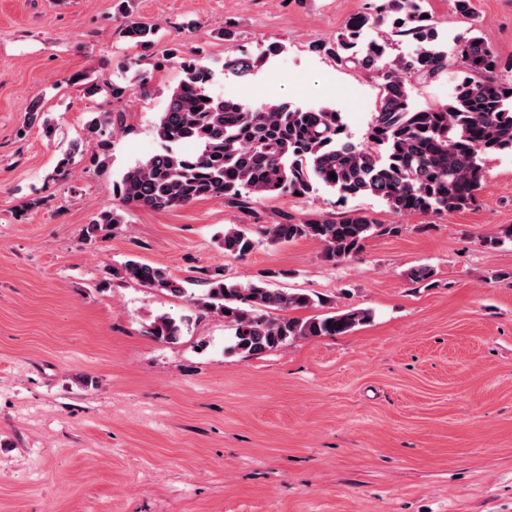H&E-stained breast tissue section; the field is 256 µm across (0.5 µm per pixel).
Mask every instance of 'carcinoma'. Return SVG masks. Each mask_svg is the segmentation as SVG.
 <instances>
[{"label":"carcinoma","mask_w":512,"mask_h":512,"mask_svg":"<svg viewBox=\"0 0 512 512\" xmlns=\"http://www.w3.org/2000/svg\"><path fill=\"white\" fill-rule=\"evenodd\" d=\"M425 0H379L374 12L349 22L336 41L313 46L339 62H350L380 80V96L363 143L350 140L342 113L308 110L288 101L248 104L216 96L208 85L213 73L199 62L180 63L183 78L171 89L160 112L156 134L161 150L123 174L115 189L121 203L157 210L183 206L199 199H219L243 212L275 194L305 196L322 185L339 198L370 196L393 214L462 210L478 202L485 181L483 159L512 152V58L502 57L475 28L452 38L447 52L438 44L433 17L423 14ZM390 23L394 33L415 44L410 55L383 59L388 45L366 32ZM123 37L135 48L148 50L157 29L128 21ZM460 64L465 76L448 102L419 107L412 102L409 82ZM255 61L246 55L228 57L224 68L249 75ZM29 124L42 126L45 136L55 132L41 104L28 106ZM192 142L196 150L182 145ZM123 211L102 210L84 228L91 239L120 228ZM398 231L357 211L340 217L316 216L282 220L263 229L270 244L310 239L336 261L356 253L363 241ZM255 239L245 229H224V254L246 257ZM114 276L157 292L183 295V281L166 268L127 260ZM193 298L202 311L219 314L233 330L229 349L259 355L295 338L340 336L372 318L366 309L288 318L284 312L316 303L310 295L270 288L261 281L240 282L209 275ZM190 317L162 314L148 325V333L164 342L183 336Z\"/></svg>","instance_id":"obj_1"}]
</instances>
